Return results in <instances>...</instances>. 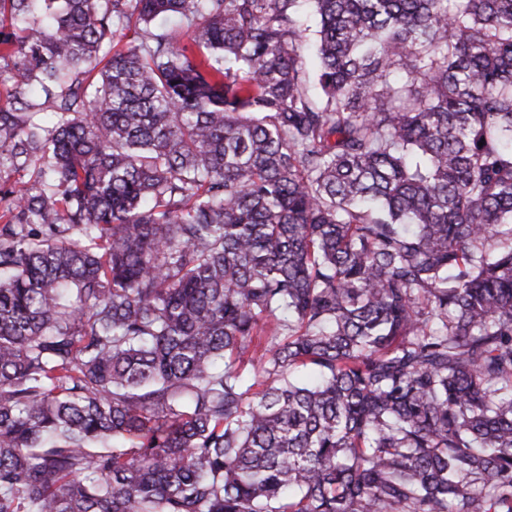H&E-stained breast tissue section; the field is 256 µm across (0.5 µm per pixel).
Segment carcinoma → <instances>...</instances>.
<instances>
[{
    "label": "carcinoma",
    "mask_w": 512,
    "mask_h": 512,
    "mask_svg": "<svg viewBox=\"0 0 512 512\" xmlns=\"http://www.w3.org/2000/svg\"><path fill=\"white\" fill-rule=\"evenodd\" d=\"M2 68L0 512H512V0H0Z\"/></svg>",
    "instance_id": "cac0c4a2"
}]
</instances>
